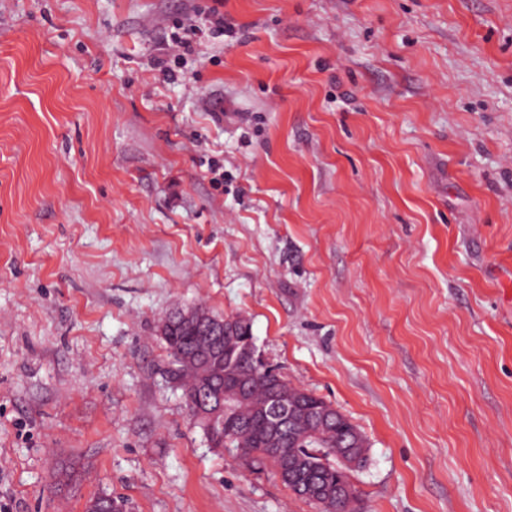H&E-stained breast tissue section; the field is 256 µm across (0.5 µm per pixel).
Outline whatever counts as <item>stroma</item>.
Segmentation results:
<instances>
[{"label":"stroma","instance_id":"stroma-1","mask_svg":"<svg viewBox=\"0 0 512 512\" xmlns=\"http://www.w3.org/2000/svg\"><path fill=\"white\" fill-rule=\"evenodd\" d=\"M223 2L168 82L213 0H0V512H320L192 421L193 306L363 432L365 512H512V0ZM126 509V500L106 493L92 497L85 505V512H124Z\"/></svg>","mask_w":512,"mask_h":512}]
</instances>
